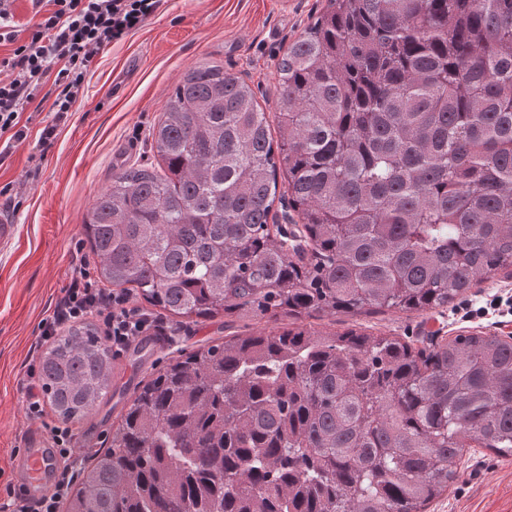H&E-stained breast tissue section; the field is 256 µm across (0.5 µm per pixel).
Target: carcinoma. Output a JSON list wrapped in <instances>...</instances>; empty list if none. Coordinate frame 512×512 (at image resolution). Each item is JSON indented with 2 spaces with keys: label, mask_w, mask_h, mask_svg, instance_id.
I'll list each match as a JSON object with an SVG mask.
<instances>
[{
  "label": "carcinoma",
  "mask_w": 512,
  "mask_h": 512,
  "mask_svg": "<svg viewBox=\"0 0 512 512\" xmlns=\"http://www.w3.org/2000/svg\"><path fill=\"white\" fill-rule=\"evenodd\" d=\"M279 86L276 141L223 69L175 87L162 164L115 175L84 224L101 280L210 319L426 311L512 266V0H326ZM39 378L79 419L111 351L72 326ZM467 448L512 454L511 336H234L136 388L66 512H425Z\"/></svg>",
  "instance_id": "cac0c4a2"
}]
</instances>
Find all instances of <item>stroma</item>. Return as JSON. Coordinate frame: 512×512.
<instances>
[{"mask_svg": "<svg viewBox=\"0 0 512 512\" xmlns=\"http://www.w3.org/2000/svg\"><path fill=\"white\" fill-rule=\"evenodd\" d=\"M325 4L166 0L140 29L97 53L83 96L48 148H41L39 137L54 118L52 96L39 91L26 108L24 138L0 157V211L18 226L15 241L0 248V503L9 498L12 460L30 432L49 442L53 427L66 426L76 466L84 468L108 447L112 425L136 385L183 349L296 326L319 334L353 329L398 336L419 347L472 333L512 336V267L495 271L448 306L413 313L324 311L299 319L221 314L178 321L134 296L131 307L155 325L113 352L109 393L79 420L62 421L48 406L41 416H29V389L39 383L31 370L51 344L42 324L69 288L73 267L95 269L83 233L93 202L122 168L155 162L150 132L174 87L194 68L217 66L246 81L259 107L275 114L278 64ZM34 155L40 163L32 178ZM427 512H512V456L484 448L465 454L447 494Z\"/></svg>", "mask_w": 512, "mask_h": 512, "instance_id": "1", "label": "stroma"}]
</instances>
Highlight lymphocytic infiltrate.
<instances>
[{
	"label": "lymphocytic infiltrate",
	"instance_id": "obj_1",
	"mask_svg": "<svg viewBox=\"0 0 512 512\" xmlns=\"http://www.w3.org/2000/svg\"><path fill=\"white\" fill-rule=\"evenodd\" d=\"M31 2L33 15L23 27L28 35L22 39L21 27L9 10L10 0H0V44L14 46L5 63L7 74L0 78V135L10 131L15 138L23 137L22 113L35 90L50 84L56 96L51 105L54 122L41 132L46 145L55 137L58 124L67 121L97 52L139 29L164 0ZM94 313L103 315L106 338L119 350L150 328L144 315L127 308L124 294L95 287L83 270L73 277L57 310L45 319L43 334L51 336L62 323Z\"/></svg>",
	"mask_w": 512,
	"mask_h": 512
}]
</instances>
